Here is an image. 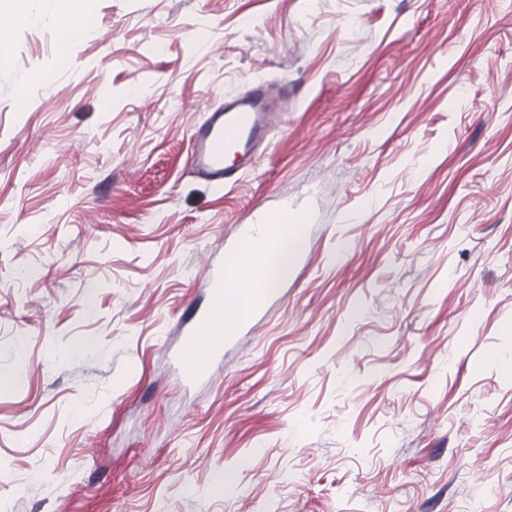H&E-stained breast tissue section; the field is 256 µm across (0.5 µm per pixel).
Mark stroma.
<instances>
[{"mask_svg": "<svg viewBox=\"0 0 512 512\" xmlns=\"http://www.w3.org/2000/svg\"><path fill=\"white\" fill-rule=\"evenodd\" d=\"M0 64V512H512V0H89ZM288 88L253 169L209 109ZM297 213L184 386L205 266ZM234 480L221 485L224 472ZM55 15L51 18L63 31V44L77 39L93 18L86 9V0H57ZM272 112L266 88L258 84L241 99L225 101L208 113L192 133L193 164L197 173L218 188L239 181L255 164L258 149L269 139ZM234 153L235 167L224 165Z\"/></svg>", "mask_w": 512, "mask_h": 512, "instance_id": "obj_1", "label": "stroma"}]
</instances>
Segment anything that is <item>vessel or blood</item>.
I'll return each mask as SVG.
<instances>
[{
  "mask_svg": "<svg viewBox=\"0 0 512 512\" xmlns=\"http://www.w3.org/2000/svg\"><path fill=\"white\" fill-rule=\"evenodd\" d=\"M271 105L266 88L256 85L241 99L225 102L208 113L192 133L193 164L197 173L211 184L224 187L239 181L255 164L258 149L269 139ZM248 313L237 320L223 338L203 342L208 312H194L183 338L184 343H204L200 363L190 365L181 357L173 363L184 384L192 386L205 379L210 367L221 360L226 347L236 345L244 330L255 320Z\"/></svg>",
  "mask_w": 512,
  "mask_h": 512,
  "instance_id": "obj_1",
  "label": "vessel or blood"
}]
</instances>
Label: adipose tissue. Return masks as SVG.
<instances>
[{"instance_id":"adipose-tissue-1","label":"adipose tissue","mask_w":512,"mask_h":512,"mask_svg":"<svg viewBox=\"0 0 512 512\" xmlns=\"http://www.w3.org/2000/svg\"><path fill=\"white\" fill-rule=\"evenodd\" d=\"M301 218L284 211L270 217L257 236H243L224 267V296L219 311L210 321L207 339L222 337L225 330L244 314L258 297L259 289L270 288L277 274L294 262L302 242L298 236Z\"/></svg>"}]
</instances>
